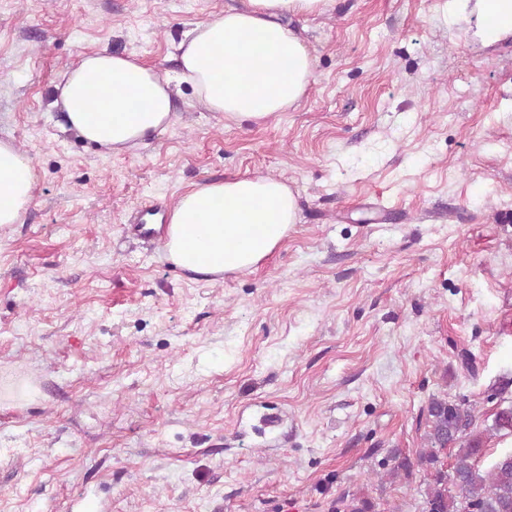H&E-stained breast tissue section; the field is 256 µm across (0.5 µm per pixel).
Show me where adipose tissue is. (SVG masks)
Returning a JSON list of instances; mask_svg holds the SVG:
<instances>
[{
  "mask_svg": "<svg viewBox=\"0 0 512 512\" xmlns=\"http://www.w3.org/2000/svg\"><path fill=\"white\" fill-rule=\"evenodd\" d=\"M336 0H239L199 21L177 45L176 75L131 53H85L60 75L66 120L83 140L115 153L139 149L174 123V97L189 84L198 104L225 123H262L298 103L315 61L288 17L324 13ZM448 29L468 22L482 46L512 37V0H442ZM247 70L248 84L227 80ZM34 165L0 141V224L20 223L33 198ZM298 217L297 198L272 177L208 182L184 192L168 215L164 249L177 267L208 280L251 269L268 257Z\"/></svg>",
  "mask_w": 512,
  "mask_h": 512,
  "instance_id": "1",
  "label": "adipose tissue"
}]
</instances>
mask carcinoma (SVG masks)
<instances>
[{
  "label": "carcinoma",
  "mask_w": 512,
  "mask_h": 512,
  "mask_svg": "<svg viewBox=\"0 0 512 512\" xmlns=\"http://www.w3.org/2000/svg\"><path fill=\"white\" fill-rule=\"evenodd\" d=\"M427 448L417 461L394 451L388 474L394 478L413 476L414 467L426 472L422 512H512V451L499 454L489 469L478 468L485 454L486 430L477 424L474 408L462 398L434 397L427 406ZM491 431L512 435V405L496 411ZM451 450L452 463L442 467L439 453ZM366 497L340 500L336 512H375Z\"/></svg>",
  "instance_id": "1"
}]
</instances>
